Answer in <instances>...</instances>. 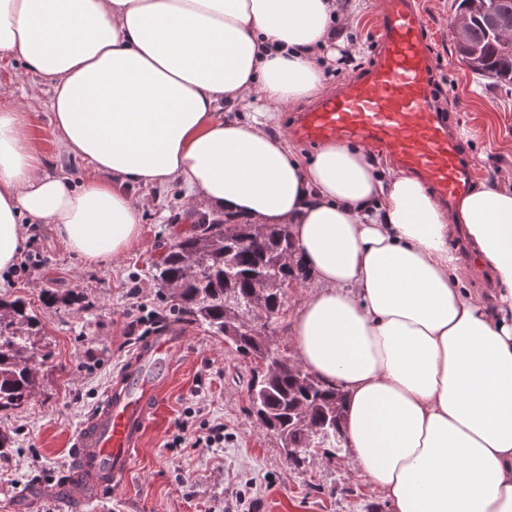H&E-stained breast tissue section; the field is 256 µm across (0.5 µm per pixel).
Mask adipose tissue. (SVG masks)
Returning <instances> with one entry per match:
<instances>
[{"label": "adipose tissue", "mask_w": 512, "mask_h": 512, "mask_svg": "<svg viewBox=\"0 0 512 512\" xmlns=\"http://www.w3.org/2000/svg\"><path fill=\"white\" fill-rule=\"evenodd\" d=\"M344 18L336 0H0V59L49 82V122L91 170L50 172L38 113L0 83V274L28 223L85 263L122 256L141 232L130 184L178 180L192 212L287 225L312 283L292 342L345 392L358 474L394 512H512V188L448 209L359 148L304 158L269 132L328 92ZM457 237L490 295L464 286Z\"/></svg>", "instance_id": "adipose-tissue-1"}]
</instances>
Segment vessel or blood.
Returning <instances> with one entry per match:
<instances>
[{
  "label": "vessel or blood",
  "mask_w": 512,
  "mask_h": 512,
  "mask_svg": "<svg viewBox=\"0 0 512 512\" xmlns=\"http://www.w3.org/2000/svg\"><path fill=\"white\" fill-rule=\"evenodd\" d=\"M433 89L421 13L412 0H383L374 61L336 95L303 112L295 133L308 143L345 140L389 150L404 172L449 202L466 191L476 163L465 158L447 122L432 110ZM185 339L180 327L160 328L113 375L102 403L73 439L69 500L102 499L127 479Z\"/></svg>",
  "instance_id": "b4317fda"
}]
</instances>
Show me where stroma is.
Returning <instances> with one entry per match:
<instances>
[{
  "instance_id": "1",
  "label": "stroma",
  "mask_w": 512,
  "mask_h": 512,
  "mask_svg": "<svg viewBox=\"0 0 512 512\" xmlns=\"http://www.w3.org/2000/svg\"><path fill=\"white\" fill-rule=\"evenodd\" d=\"M418 5L448 99L445 118L452 128L471 131L461 147L478 163L473 184L512 188V84L477 75L460 61L451 34L455 0ZM380 9L381 0H358L349 22L337 28V38L355 47L364 67L375 54ZM8 80L19 103L40 116L34 134L51 170L75 182L86 177L85 163L65 150L49 122L50 86L22 75L16 61L0 60V81ZM131 193L142 209L141 236L121 257L87 265L64 249L53 225L32 224L23 253L36 257L39 268L0 278V297L26 300L40 320L36 342L53 362L26 403L0 410V431L11 438L0 453V512H68L59 487L73 464L71 437L135 350L146 314L159 326L183 325L186 342L129 477L105 510L87 505L82 512H360L364 499L376 512H393L384 494L355 473L348 451L317 457L299 470L289 465L279 439L249 414L250 359L174 311L152 278L160 255L190 224L184 187L172 181ZM47 290L59 297L50 307L42 301ZM207 423L223 424V447H173V439Z\"/></svg>"
}]
</instances>
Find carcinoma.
<instances>
[{
	"mask_svg": "<svg viewBox=\"0 0 512 512\" xmlns=\"http://www.w3.org/2000/svg\"><path fill=\"white\" fill-rule=\"evenodd\" d=\"M488 10L469 16L466 45L476 65L470 70L500 83H512V46L503 43L496 17L512 26V0H487ZM253 223L246 217L199 218L196 230L178 236L155 264L153 278L172 287L173 306L216 335H225L224 312L232 305L242 312L256 301L255 285L275 291L264 299L274 320L285 299V286L307 280L288 228L264 226L263 241L249 238ZM40 321L21 300L0 299V410L23 405L37 380L33 363L49 365L50 353L35 344ZM231 345L255 362L251 380L252 415L258 424L274 423L283 434L286 459L300 467L319 453L335 456L344 442L345 394L329 386L288 357L271 368L269 342L250 327H236Z\"/></svg>",
	"mask_w": 512,
	"mask_h": 512,
	"instance_id": "cac0c4a2",
	"label": "carcinoma"
}]
</instances>
